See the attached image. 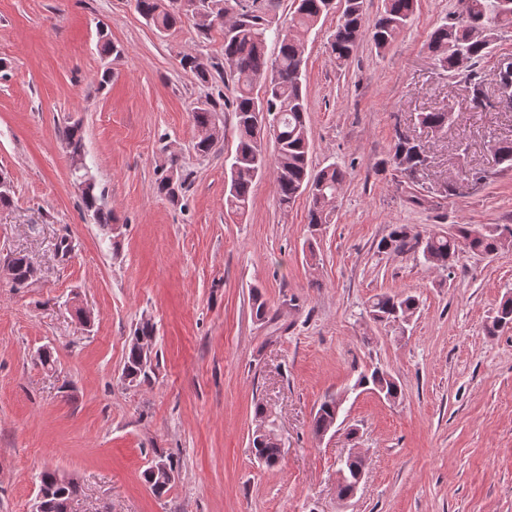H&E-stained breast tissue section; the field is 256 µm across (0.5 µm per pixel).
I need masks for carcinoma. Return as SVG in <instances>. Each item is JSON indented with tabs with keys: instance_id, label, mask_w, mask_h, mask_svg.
I'll return each instance as SVG.
<instances>
[{
	"instance_id": "1",
	"label": "carcinoma",
	"mask_w": 512,
	"mask_h": 512,
	"mask_svg": "<svg viewBox=\"0 0 512 512\" xmlns=\"http://www.w3.org/2000/svg\"><path fill=\"white\" fill-rule=\"evenodd\" d=\"M176 0H135L136 9L161 34L175 29L182 20ZM199 8L210 19L198 24L202 34H207L214 20L229 17L223 26L224 66L208 62L198 56L186 55L180 60L185 69L193 71L201 83H209L214 75L234 84L235 96L227 102L234 115L237 145L229 166L227 190L224 195L226 209L243 214L249 207L252 185L263 171L272 168L277 174L279 203L289 207L305 193L307 186L314 187L308 194V224L316 227L330 224L334 218L335 201L346 182V172L336 164L320 169L310 161L309 133L305 114L308 109L304 91L306 42L298 37H288L285 29H272L266 13L257 10L233 11L230 0H197ZM417 0H383V9L372 26H365V0H344L342 14L335 30L330 34V55L336 66L348 63L361 39L369 36L375 47L386 49L412 21ZM460 10L433 28L428 42L436 64L448 75L465 74L471 100L480 105L488 99L484 79L476 64L488 54L496 32L503 27L512 28V0H457ZM333 8L332 0H297L292 27L303 32L312 30ZM279 44L278 55L267 56L269 36ZM498 99L512 104V67L505 68L496 82ZM192 116L197 129H203L218 118L217 102L207 98L196 103ZM453 120V112L437 111L420 113L419 122L430 129H443ZM275 142V154L268 157L264 139ZM66 153L74 177H83L87 183L82 195L83 207L94 216V223L110 230L117 219L95 193L85 163L84 138L81 125L73 123L64 130ZM494 153L498 162L512 169V139L495 142ZM426 151L414 137L398 130L389 164L406 189H412L417 175L423 170ZM185 181L168 173L156 179L157 193L175 200ZM512 248V226L488 224L475 227L471 224H452L446 232L420 237L410 233L407 225H397L388 238L379 243L383 251H413L421 253L424 263L433 269L452 267L458 253L467 249L473 253L492 256L502 249ZM14 265L12 286L23 288L31 282L28 257L16 254L11 257ZM417 308L415 296L407 293L380 294L368 301L367 318L379 323H396L403 313L413 314ZM512 325V296L504 297L488 327L493 335ZM156 326L149 319L136 324L125 354L122 377L130 385L139 386L150 381V371L141 366V343L154 342ZM358 385L378 392L392 400L401 395V388L387 371L376 367L362 375ZM339 399L322 402L315 414L313 433L319 437L339 417ZM252 445L257 458L268 466L276 465L281 452L270 437L255 435ZM364 467L361 460H346L340 466L344 473L338 490L344 498L352 490L356 473ZM150 489L158 494L168 491L170 483L152 468L144 471ZM38 491L42 493L37 504L42 512H67L79 493L78 483L52 470L40 473Z\"/></svg>"
}]
</instances>
